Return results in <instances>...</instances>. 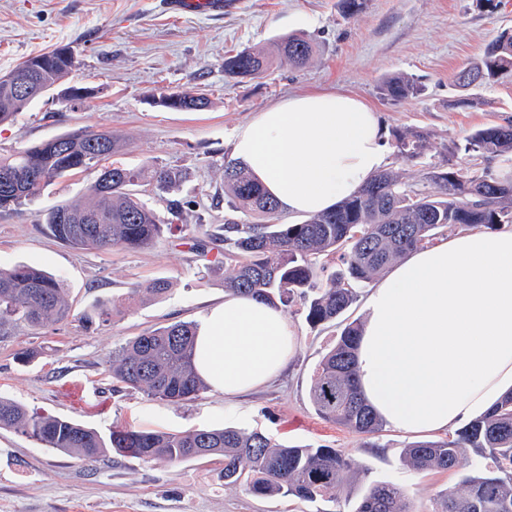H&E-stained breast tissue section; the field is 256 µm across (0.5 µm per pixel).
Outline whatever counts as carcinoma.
I'll list each match as a JSON object with an SVG mask.
<instances>
[{"instance_id":"cac0c4a2","label":"carcinoma","mask_w":512,"mask_h":512,"mask_svg":"<svg viewBox=\"0 0 512 512\" xmlns=\"http://www.w3.org/2000/svg\"><path fill=\"white\" fill-rule=\"evenodd\" d=\"M367 0H338L341 14L358 16ZM275 54L289 65L305 66L313 44L305 36L288 35L273 43ZM63 46L30 57L15 67L29 75L32 85L52 87L74 67L62 57ZM270 55L264 49L246 48L224 56V77L241 82L263 75ZM473 80L464 89L512 75V32H501L481 59L459 71ZM417 82L405 74L386 77L379 92L388 101L416 96ZM181 111L206 106L195 89L161 92L153 97L169 109L172 100ZM26 107L12 89L0 82V124ZM396 157L420 158L424 137L419 133L395 135ZM119 149L112 133L83 128L0 156V182L23 176L16 192L0 190V212L19 209L34 199L51 181L74 172L98 169L87 198L47 213L46 224L58 242L81 250L109 251L121 247L142 249L171 234L173 224H162L154 211L131 193L141 171L119 165L99 167ZM464 151L488 161L512 153V121L474 131L465 139ZM153 181L168 192L181 181L179 172L154 170ZM226 187L237 207L272 215L276 201L240 161L224 167ZM512 224V180L478 175L448 160L430 165L412 181L385 169L355 196L330 212L316 214L298 224H222L218 231H203L196 242L207 255V242H224L231 263L224 268V289L248 294L273 305L291 306L301 301L307 322L316 327L342 317L357 301L356 287L382 273L408 252L432 242L438 235L461 228H494ZM340 253L342 269L329 275L317 258ZM171 287L166 279L137 285L130 297L143 301L160 298ZM74 317L62 283L31 266L0 269V332L24 326L43 330ZM197 327L173 323L135 337L112 352V378L150 398L171 403L195 400L207 388L194 363ZM361 331L352 321L342 325L340 336L318 364L310 399L324 420L366 437H374L383 422L363 402L356 388L354 350ZM0 429H9L41 448L76 453L89 462L110 449L142 461L165 459L181 462L220 456L224 483L246 480L245 490L264 496H293L314 501L338 488L353 463L336 448H297L272 443L258 431L236 427L197 429L173 434L145 431L131 425L114 427L108 436L74 421L30 412L21 404L0 397ZM405 461L417 471L470 472L462 487L438 495L436 512H512V393L498 401L487 415L475 419L441 440L409 444ZM355 512H409L406 492L392 483H375L362 496Z\"/></svg>"}]
</instances>
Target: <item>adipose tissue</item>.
I'll list each match as a JSON object with an SVG mask.
<instances>
[{"label":"adipose tissue","mask_w":512,"mask_h":512,"mask_svg":"<svg viewBox=\"0 0 512 512\" xmlns=\"http://www.w3.org/2000/svg\"><path fill=\"white\" fill-rule=\"evenodd\" d=\"M234 156L291 214L351 197L384 165L375 111L340 92L271 106L232 138ZM359 387L386 426L409 435L459 428L512 390V231H473L410 252L365 300ZM297 349L282 310L225 296L197 331L196 370L216 392L247 393Z\"/></svg>","instance_id":"1"}]
</instances>
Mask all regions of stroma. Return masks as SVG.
Here are the masks:
<instances>
[{"label": "stroma", "instance_id": "35a3bbf8", "mask_svg": "<svg viewBox=\"0 0 512 512\" xmlns=\"http://www.w3.org/2000/svg\"><path fill=\"white\" fill-rule=\"evenodd\" d=\"M338 0H224L220 14L180 16L165 0H0V75L54 46H72L76 66L65 85L90 88L72 107L50 90L0 125V155L88 126L112 131L123 142L115 164L142 170L136 196L164 221L172 202L184 204L177 237L128 251L75 250L50 234L45 215L83 200L96 171L52 181L33 201L0 212V268L40 267L60 279L73 313L113 306L109 324L72 321L41 331L0 335V396L40 413L72 419L100 433L115 425L185 432L235 426L258 430L286 445L328 446L355 464L337 491L310 503L263 497L225 484L220 457L178 463L144 462L107 452L90 463L38 447L0 429V512H353L364 488L392 481L406 491L411 512H434L441 490L459 485L457 471L418 472L406 465L409 435L392 428L361 445L359 436L322 420L310 391L323 355L336 342V325L314 327L299 307L284 315L296 328L298 349L279 378L247 396L224 398L204 390L189 403H167L116 383L109 369L114 350L142 332L176 322L202 323L223 302L224 273L207 268L223 259L224 246L208 254L194 247L201 226L253 223L224 191L231 137L256 112L288 97L343 90L376 111L386 166L413 179L425 165L455 157L470 170L501 176V159L476 160L459 152L474 129L512 119V79L469 90L455 74L479 60L486 46L512 29V0H368L357 17L341 16ZM302 33L316 51L300 69L282 64L240 83L224 77L232 50L268 47L280 36ZM413 77L421 93L399 102L380 97L383 77ZM196 88L208 107L177 112L152 105L163 90ZM470 105H460L461 97ZM419 132L421 159H397L395 136ZM181 171L178 190L156 191L153 167ZM172 284L162 298L133 302L135 285L155 279ZM32 352L29 363L19 352Z\"/></svg>", "mask_w": 512, "mask_h": 512}]
</instances>
